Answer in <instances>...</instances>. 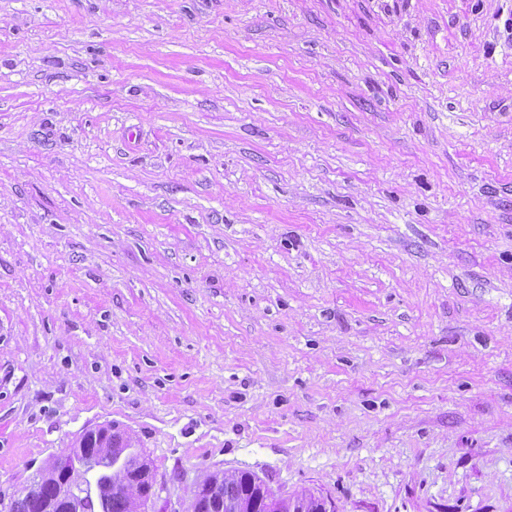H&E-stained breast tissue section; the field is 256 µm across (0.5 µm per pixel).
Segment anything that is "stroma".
Listing matches in <instances>:
<instances>
[{
    "label": "stroma",
    "mask_w": 512,
    "mask_h": 512,
    "mask_svg": "<svg viewBox=\"0 0 512 512\" xmlns=\"http://www.w3.org/2000/svg\"><path fill=\"white\" fill-rule=\"evenodd\" d=\"M103 423L512 512V0H0V495Z\"/></svg>",
    "instance_id": "obj_1"
}]
</instances>
